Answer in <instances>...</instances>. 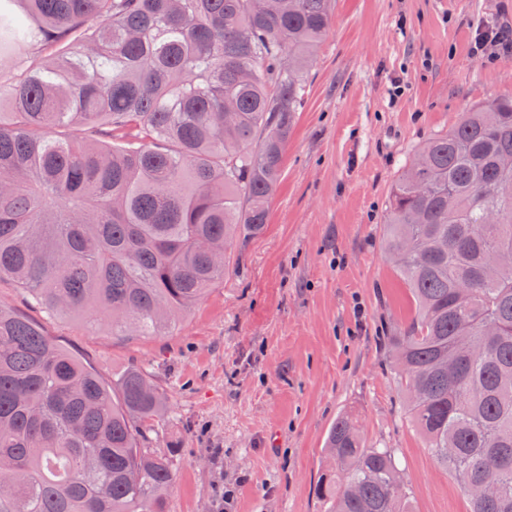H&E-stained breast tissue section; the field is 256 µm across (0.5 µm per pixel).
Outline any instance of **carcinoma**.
Listing matches in <instances>:
<instances>
[{
    "label": "carcinoma",
    "instance_id": "cac0c4a2",
    "mask_svg": "<svg viewBox=\"0 0 512 512\" xmlns=\"http://www.w3.org/2000/svg\"><path fill=\"white\" fill-rule=\"evenodd\" d=\"M330 24L331 0H0V278L114 336L169 332L263 233ZM384 250L415 305L388 337L409 422L471 512H512L511 95L414 151ZM164 411L142 369L109 387L0 305V512H165ZM324 454L327 512H413L354 414Z\"/></svg>",
    "mask_w": 512,
    "mask_h": 512
}]
</instances>
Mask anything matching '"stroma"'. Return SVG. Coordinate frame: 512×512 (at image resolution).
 <instances>
[{
    "mask_svg": "<svg viewBox=\"0 0 512 512\" xmlns=\"http://www.w3.org/2000/svg\"><path fill=\"white\" fill-rule=\"evenodd\" d=\"M264 232L164 336L52 316L11 278L0 305L39 322L104 381L135 366L166 398L151 433L176 450L167 512H323L313 489L336 416L397 452L415 512H468L410 427L387 339L414 313L382 239L414 150L476 103L512 93V52L473 54L512 0H333ZM400 97H393L394 86Z\"/></svg>",
    "mask_w": 512,
    "mask_h": 512,
    "instance_id": "obj_1",
    "label": "stroma"
}]
</instances>
